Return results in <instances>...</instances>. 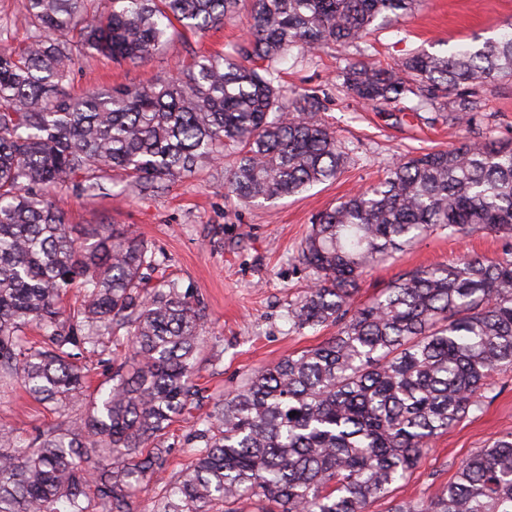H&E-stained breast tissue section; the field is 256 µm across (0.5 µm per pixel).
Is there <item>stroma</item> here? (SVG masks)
Listing matches in <instances>:
<instances>
[{"label": "stroma", "mask_w": 512, "mask_h": 512, "mask_svg": "<svg viewBox=\"0 0 512 512\" xmlns=\"http://www.w3.org/2000/svg\"><path fill=\"white\" fill-rule=\"evenodd\" d=\"M249 0L237 13L205 35L178 32L172 48L146 62L116 65L96 56L82 57L62 83L76 97L117 84L147 85L170 77L177 64L202 53L231 51L247 29ZM512 25V0H421L416 10L385 23L370 35L377 58H401L422 48L452 52L461 45L498 37ZM351 47L327 45L282 66V82L292 91H314L324 109L318 119L333 126L349 159L336 179L306 192L248 207L224 195V164L207 165L180 182L142 195L113 174L109 192L93 198L65 190L53 195L67 223L87 233L99 225H117L148 242L156 262L200 307L205 320L204 347L195 381L200 407L178 416L159 441L166 448L161 479L147 480L131 492L134 512H153L165 480L177 477L191 461L187 440L197 418L212 411L225 394L244 384L256 369L284 355L310 349L336 333L335 327L301 332L287 320L288 304L310 281L298 262L300 244L317 213L349 192L369 185L405 155H419L461 140L447 124L407 117L396 121L387 111L354 102L340 89L339 73ZM484 107L474 132L512 142V80L480 88ZM512 249V238L489 232L467 237L435 233L403 247L371 269L358 294L366 302L405 271L451 262L465 255L497 259ZM84 402L59 410L31 399L17 382H0V430L24 438L84 418ZM512 431V369L500 372L483 399L482 411L469 415L440 435L417 469L397 484L390 499L370 512H387L391 502L432 495L450 481L461 461L497 435Z\"/></svg>", "instance_id": "obj_1"}]
</instances>
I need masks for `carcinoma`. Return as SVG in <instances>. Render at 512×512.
Returning a JSON list of instances; mask_svg holds the SVG:
<instances>
[{
    "label": "carcinoma",
    "mask_w": 512,
    "mask_h": 512,
    "mask_svg": "<svg viewBox=\"0 0 512 512\" xmlns=\"http://www.w3.org/2000/svg\"><path fill=\"white\" fill-rule=\"evenodd\" d=\"M25 0L24 47L0 48V378L38 402L85 396L78 360L104 362L102 333L129 341L85 418L29 440L0 431V512H132L134 485L163 468L157 446L199 395L204 315L159 272L145 241L103 226L81 241L51 202L93 198L109 173L140 192L227 156L224 191L244 205L336 178L346 161L313 92L290 93L277 65L293 51L361 46L342 88L399 113L404 103L469 128L474 88L512 78V32L450 54L368 53L376 20L418 0H253L249 35L230 55H199L170 78L78 98L59 96L79 56L138 64L175 24L204 33L240 0ZM512 237V142L481 136L398 160L384 178L320 213L301 244L311 286L288 303L297 330L337 327L324 344L255 371L199 418L193 462L156 512H369L407 480L435 437L481 410L512 368V253L462 256L401 274L356 303L367 269L434 232ZM80 284L79 306L66 309ZM42 329L47 348L27 345ZM296 415L289 416V413ZM390 512H512V432L471 454L453 480Z\"/></svg>",
    "instance_id": "carcinoma-1"
}]
</instances>
